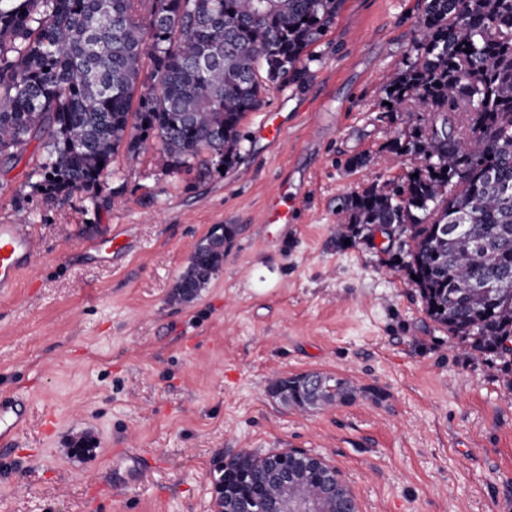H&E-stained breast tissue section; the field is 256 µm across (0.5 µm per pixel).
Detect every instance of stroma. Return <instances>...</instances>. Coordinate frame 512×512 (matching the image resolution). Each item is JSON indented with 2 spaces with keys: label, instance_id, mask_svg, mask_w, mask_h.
Listing matches in <instances>:
<instances>
[{
  "label": "stroma",
  "instance_id": "obj_1",
  "mask_svg": "<svg viewBox=\"0 0 512 512\" xmlns=\"http://www.w3.org/2000/svg\"><path fill=\"white\" fill-rule=\"evenodd\" d=\"M424 7L344 0L303 79L267 87L247 113L233 170L173 167L152 137L116 155L92 200L41 191L39 141L0 165V224H28L40 247L0 293V396L30 398L0 454V512H216L214 460L289 448L335 467L359 512H512V372L428 317L407 234L340 245L332 232L339 199L423 165L381 158L430 118L384 106ZM272 112L295 117L275 148L256 135ZM284 180L301 195L294 224L261 223ZM217 224L238 227L222 268L193 302H171ZM115 232L134 240L117 268L92 250ZM307 372L385 397L301 413L269 394L271 379ZM80 435L94 445L76 453ZM126 447L147 465L135 481L114 457ZM94 481L112 489L97 506Z\"/></svg>",
  "mask_w": 512,
  "mask_h": 512
}]
</instances>
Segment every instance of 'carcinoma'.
I'll return each mask as SVG.
<instances>
[{"mask_svg": "<svg viewBox=\"0 0 512 512\" xmlns=\"http://www.w3.org/2000/svg\"><path fill=\"white\" fill-rule=\"evenodd\" d=\"M343 0H0V164L37 139L46 194L96 197L120 150L149 134L172 165L206 152L227 169L240 159V125L275 83L298 78L304 52L334 24ZM153 68L144 72V60ZM388 108L410 101L432 114L389 154L425 166L400 184L342 198L336 241L354 226L408 233L411 273L426 313L471 338L472 356L512 364V0H425L416 58L391 79ZM139 134H134V131ZM217 224L195 246L171 300L193 301L224 265L237 235ZM270 381L268 392L305 411L351 404L359 388L318 374ZM280 451L240 452L211 471L217 512H254L288 495L336 512L335 468L288 453V484L266 470Z\"/></svg>", "mask_w": 512, "mask_h": 512, "instance_id": "cac0c4a2", "label": "carcinoma"}]
</instances>
